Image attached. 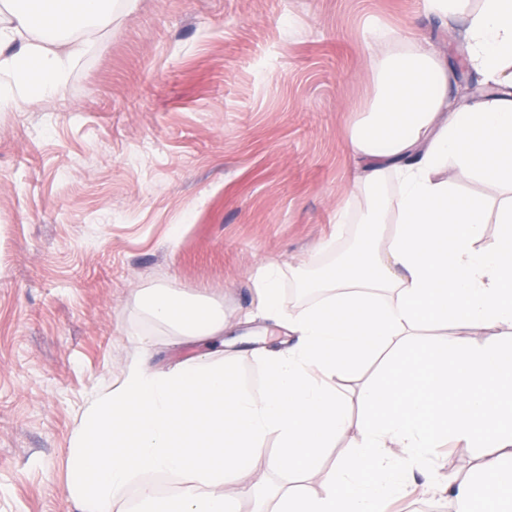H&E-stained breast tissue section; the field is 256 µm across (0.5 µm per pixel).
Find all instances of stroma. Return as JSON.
I'll use <instances>...</instances> for the list:
<instances>
[{"label":"stroma","mask_w":512,"mask_h":512,"mask_svg":"<svg viewBox=\"0 0 512 512\" xmlns=\"http://www.w3.org/2000/svg\"><path fill=\"white\" fill-rule=\"evenodd\" d=\"M378 24L392 38L373 39ZM464 27L422 0H140L61 94L0 112V512H75L79 410L136 354L134 334L164 364L207 351L151 323L139 289L223 304L241 381L266 387L256 351L280 339L237 323L253 269L276 258L308 276L347 249L366 209L349 136L376 93L372 55L432 48L460 108L477 74ZM274 453L254 458L252 486L229 484L240 512H258L262 488L320 492V476L271 468ZM478 454L451 442L432 458L463 479Z\"/></svg>","instance_id":"35a3bbf8"}]
</instances>
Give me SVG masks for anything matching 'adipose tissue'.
I'll return each instance as SVG.
<instances>
[{"label":"adipose tissue","instance_id":"obj_1","mask_svg":"<svg viewBox=\"0 0 512 512\" xmlns=\"http://www.w3.org/2000/svg\"><path fill=\"white\" fill-rule=\"evenodd\" d=\"M429 11L467 17V50L489 96L451 109L448 68L422 48L373 58L377 92L351 131L361 165L353 192L369 198L358 243L315 277L313 303L282 301L283 266L252 273L266 319L295 344L263 353L269 385L257 394L205 352L167 367L141 356L80 409L67 448L65 492L78 512H239L227 494L275 437L274 466L314 474L325 449L354 428L353 454L324 475L322 494L282 487L269 512H387L430 449L455 439L479 449L475 477L445 480L455 512H503L512 503V0H425ZM138 0H0V111L61 93L97 35ZM510 188L495 205L498 237L485 236L484 203L461 183ZM392 232L376 248L378 230ZM137 298L147 317L187 343L223 344V307L159 286ZM495 331L468 343L447 327ZM441 329L431 344L422 329ZM390 357L373 382L346 395L341 382L373 355ZM361 409L350 417L351 404ZM178 479L161 494L150 475Z\"/></svg>","mask_w":512,"mask_h":512}]
</instances>
